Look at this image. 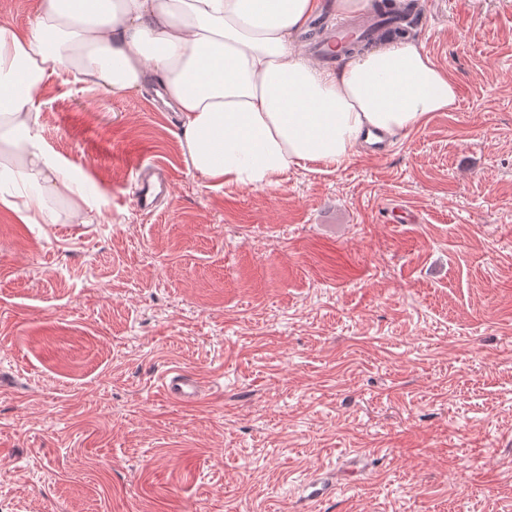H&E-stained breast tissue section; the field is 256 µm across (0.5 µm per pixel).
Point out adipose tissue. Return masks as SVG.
<instances>
[{
	"label": "adipose tissue",
	"mask_w": 512,
	"mask_h": 512,
	"mask_svg": "<svg viewBox=\"0 0 512 512\" xmlns=\"http://www.w3.org/2000/svg\"><path fill=\"white\" fill-rule=\"evenodd\" d=\"M321 0H44L27 28L0 23V205L26 224L84 198L49 154L38 95L56 71L115 94L158 76L185 162L215 184L265 188L308 162L343 164L373 129L393 136L457 102L447 73L409 39L327 70L292 36Z\"/></svg>",
	"instance_id": "ef3b65f1"
}]
</instances>
